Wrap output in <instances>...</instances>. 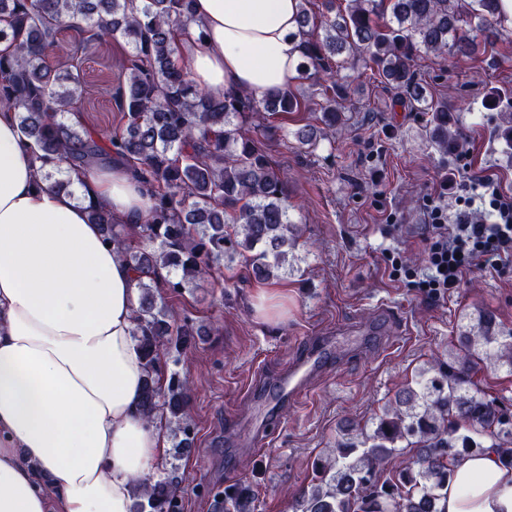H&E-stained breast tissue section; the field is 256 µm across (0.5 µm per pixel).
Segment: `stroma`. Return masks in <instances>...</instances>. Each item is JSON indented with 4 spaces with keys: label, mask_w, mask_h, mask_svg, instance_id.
<instances>
[{
    "label": "stroma",
    "mask_w": 512,
    "mask_h": 512,
    "mask_svg": "<svg viewBox=\"0 0 512 512\" xmlns=\"http://www.w3.org/2000/svg\"><path fill=\"white\" fill-rule=\"evenodd\" d=\"M129 51L120 39L98 46L83 64L87 93L79 103L86 125L121 123L110 98ZM416 69L435 100L453 108L464 133L452 151L439 152L424 132L426 114L413 110L374 71H352L348 123L316 147L299 144L295 130L311 112L273 116L256 131L272 162L288 172L290 214L300 230L287 277L249 281L233 263L219 281L170 297L176 313L219 332L195 337L168 371L191 386L192 447L166 434L161 463L175 468L182 512H211L210 494L228 476L249 482L256 512H293L309 487L312 462L335 448L343 422H364L435 359L453 360L461 336L480 314L494 313L512 331V264L469 275L461 288L431 300L417 286L431 246L424 222L428 198L442 194L450 210L464 195L465 174H491L512 192V156L496 133L502 118L486 109L483 92L495 87L512 98V48L498 45L478 60L418 57ZM280 292L281 318L254 310L261 291ZM394 307L398 324H378L377 311ZM338 336L350 353L322 374L311 392L291 401L270 427L262 453L247 451L266 395L246 400L255 375L275 379L312 336Z\"/></svg>",
    "instance_id": "35a3bbf8"
}]
</instances>
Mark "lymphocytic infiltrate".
I'll return each instance as SVG.
<instances>
[{
  "mask_svg": "<svg viewBox=\"0 0 512 512\" xmlns=\"http://www.w3.org/2000/svg\"><path fill=\"white\" fill-rule=\"evenodd\" d=\"M471 191L465 208L453 215L442 196L428 201L434 242L421 282L429 298L446 295L476 271L512 262V193L486 174L473 178Z\"/></svg>",
  "mask_w": 512,
  "mask_h": 512,
  "instance_id": "f902f5d3",
  "label": "lymphocytic infiltrate"
}]
</instances>
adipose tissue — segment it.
Here are the masks:
<instances>
[{
    "label": "adipose tissue",
    "mask_w": 512,
    "mask_h": 512,
    "mask_svg": "<svg viewBox=\"0 0 512 512\" xmlns=\"http://www.w3.org/2000/svg\"><path fill=\"white\" fill-rule=\"evenodd\" d=\"M298 0H193L178 43L201 90L263 98L293 84ZM0 111V512H131L164 446L140 411L133 271L83 203L38 176ZM89 195L123 220L147 200L122 165L93 166ZM445 512H512L495 449L459 458Z\"/></svg>",
    "instance_id": "1"
}]
</instances>
